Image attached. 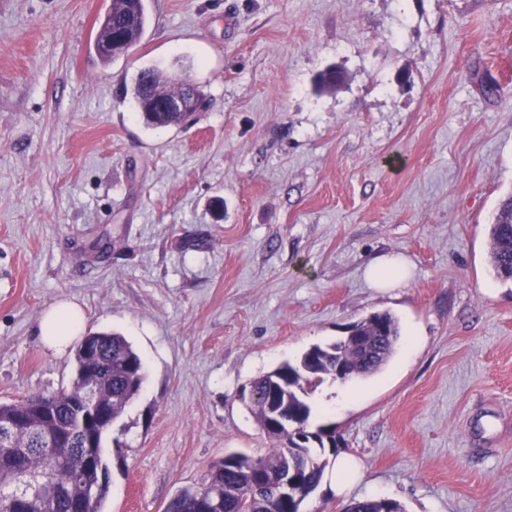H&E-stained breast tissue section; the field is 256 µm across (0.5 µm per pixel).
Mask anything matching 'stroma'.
Instances as JSON below:
<instances>
[{
	"label": "stroma",
	"instance_id": "1",
	"mask_svg": "<svg viewBox=\"0 0 512 512\" xmlns=\"http://www.w3.org/2000/svg\"><path fill=\"white\" fill-rule=\"evenodd\" d=\"M108 5L0 0V402L71 385L37 325L78 302L145 364L104 442V512H164L271 448L244 388L387 311L390 361L307 398L360 476L322 479L303 512H512V286L488 262L512 194V0H148L105 65ZM177 61L205 108L146 126L125 88ZM331 67L342 85L317 90ZM384 255L400 287L367 282ZM106 15L112 16L113 20H123L125 18H130V20L119 26H115L114 24L112 26L113 30L123 32L122 37L124 44L126 45V50L118 54L105 53L101 51L103 45L112 37V30L106 24L107 22L112 24V20H109V18L106 17L102 21V24L106 25L98 27L94 47L103 64H109L112 62V59L126 53L130 48L136 45L141 40L148 23L144 0H112L111 6ZM104 49L107 52H112V43L106 44ZM405 262L391 257H381L372 262L366 270L374 288H396L406 278ZM347 512H406L404 505L397 500L368 499L350 505Z\"/></svg>",
	"mask_w": 512,
	"mask_h": 512
}]
</instances>
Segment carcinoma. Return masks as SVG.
Instances as JSON below:
<instances>
[{
	"label": "carcinoma",
	"mask_w": 512,
	"mask_h": 512,
	"mask_svg": "<svg viewBox=\"0 0 512 512\" xmlns=\"http://www.w3.org/2000/svg\"><path fill=\"white\" fill-rule=\"evenodd\" d=\"M107 15L123 21L119 26L98 27L94 41L102 63L117 57L102 47L112 31L122 32L126 48L142 38L148 23L144 0H111ZM190 85L173 78L157 67L141 70L130 86L143 122L148 126H181L184 118L159 110L162 99L180 93ZM489 264L497 278L512 283V194L503 199L490 224ZM359 336L372 342L373 353L354 355L347 378L372 375L393 355L400 340L398 320L388 312L372 313L352 324ZM98 344L100 355L89 362L83 344ZM350 351L340 340L327 346L314 345L297 361H285L257 378L251 385L252 410L270 439L273 448L264 455L242 453L224 456L222 466H211L199 487L183 488L169 502L167 512H198L207 497L222 499L223 512H301V505L318 488L328 456L322 430L309 426L311 408L308 389L326 376H336V361ZM73 386L51 397L29 396L21 401L0 402V421L22 418L26 423L9 436V445H0V512H103L109 472L103 458L105 436L114 428L133 396L145 380V366L126 338L118 333H91L77 343ZM95 378L104 397H112V423L94 430V419L80 394L81 386ZM295 419L299 443L284 437L271 425L276 414ZM297 480L305 490L297 500L277 496L276 479L282 473ZM42 475L51 484L52 495L43 496L29 477ZM347 512H406L397 500L368 499L356 502Z\"/></svg>",
	"instance_id": "cac0c4a2"
}]
</instances>
